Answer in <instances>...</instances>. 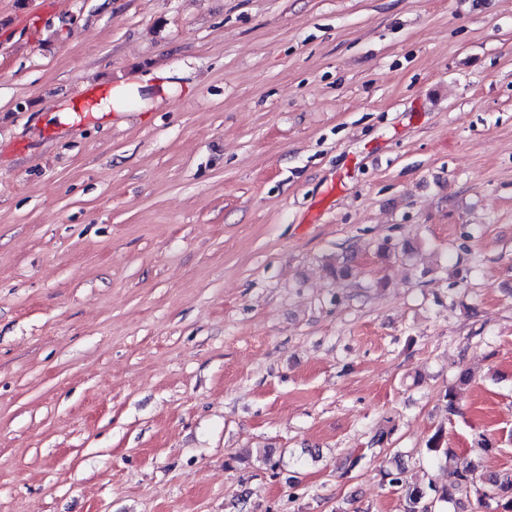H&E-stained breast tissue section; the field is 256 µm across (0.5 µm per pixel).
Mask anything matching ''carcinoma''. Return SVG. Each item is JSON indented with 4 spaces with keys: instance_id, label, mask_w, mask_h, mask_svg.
<instances>
[{
    "instance_id": "obj_1",
    "label": "carcinoma",
    "mask_w": 512,
    "mask_h": 512,
    "mask_svg": "<svg viewBox=\"0 0 512 512\" xmlns=\"http://www.w3.org/2000/svg\"><path fill=\"white\" fill-rule=\"evenodd\" d=\"M444 435L437 430L427 441V450L434 460H448V449L443 447ZM389 484L401 489L402 512H432V507L441 503H453L460 509L466 508L470 492L478 494V505H488L493 501L503 512H512V470L486 472L478 462L456 471V481L443 488L432 484L401 485L398 472L386 470Z\"/></svg>"
}]
</instances>
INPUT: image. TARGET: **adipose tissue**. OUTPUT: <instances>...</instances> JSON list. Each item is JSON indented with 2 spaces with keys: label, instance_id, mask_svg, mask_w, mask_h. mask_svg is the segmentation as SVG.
Segmentation results:
<instances>
[{
  "label": "adipose tissue",
  "instance_id": "adipose-tissue-1",
  "mask_svg": "<svg viewBox=\"0 0 512 512\" xmlns=\"http://www.w3.org/2000/svg\"><path fill=\"white\" fill-rule=\"evenodd\" d=\"M177 89L170 81L166 71L136 76L113 83L110 99L101 102L99 109L103 112H130L133 110L147 112L162 104L165 97L171 96Z\"/></svg>",
  "mask_w": 512,
  "mask_h": 512
}]
</instances>
